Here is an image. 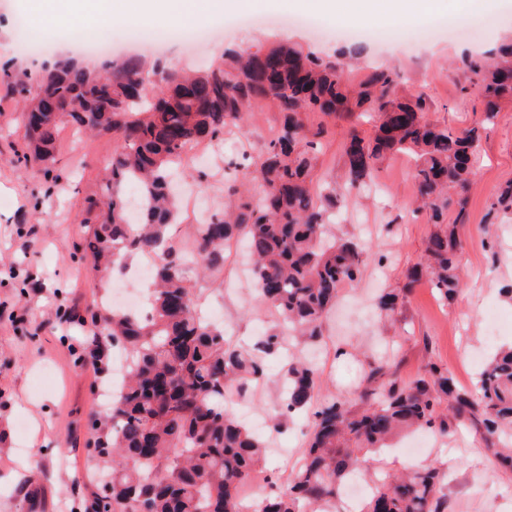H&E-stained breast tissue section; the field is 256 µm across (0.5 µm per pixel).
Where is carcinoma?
Here are the masks:
<instances>
[{
  "label": "carcinoma",
  "instance_id": "1",
  "mask_svg": "<svg viewBox=\"0 0 512 512\" xmlns=\"http://www.w3.org/2000/svg\"><path fill=\"white\" fill-rule=\"evenodd\" d=\"M463 91L474 89L484 120L453 133L429 120L423 95L400 96L398 71L378 66L351 84L347 64L288 44L256 51L228 50L220 61L195 74L168 73L138 55L106 61V81L79 65H59L37 77L26 74L11 89L20 112L55 99L59 111L27 132L17 162L46 179L54 173L55 142L61 125L112 134L115 149L105 166L100 193L84 199V255L105 271L120 257L154 260L149 314L104 312L88 307L74 314L90 321L97 339L122 341L131 356L125 392L106 419L91 424L90 453L107 476L84 504V512H327L366 455L410 429L448 433L444 408L471 427L497 461L512 469V346L491 355L472 388L458 387L448 368L431 363L406 380L396 357L369 364L362 389L352 397L314 404L317 371L287 357L281 377L286 392L270 425L282 431L293 415L311 411L312 433L304 457L287 484L267 475L270 491L248 503L240 492L262 471L265 439L239 422L225 406L230 393L246 396L266 376L267 357L283 353L290 339L316 344L338 293L357 281L363 251L328 237L331 217L346 192L313 185V160L327 132L311 114L376 118L373 137L350 128L344 144L347 189L373 177L391 154L415 162L420 205L436 230L428 239L423 267L438 298L461 290L462 243L448 212L461 219L473 178L481 130L512 99V36L492 48L463 56ZM160 76V83L143 85ZM264 106L282 114L262 153L231 166L243 184L261 189L256 197L236 184L224 185L229 204L194 234L193 258L211 275L224 268V251L243 243L250 276L260 295L282 318L279 328L251 346H235L224 329L196 313L185 285V255L168 241L176 221L170 178L202 139L219 141ZM138 187L139 220L129 217L128 184ZM512 210V182L502 187L490 211ZM365 512H442L438 468L403 475L373 473Z\"/></svg>",
  "mask_w": 512,
  "mask_h": 512
}]
</instances>
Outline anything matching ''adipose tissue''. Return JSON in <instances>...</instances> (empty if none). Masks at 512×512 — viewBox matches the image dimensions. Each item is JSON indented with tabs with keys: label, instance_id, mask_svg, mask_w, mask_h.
Returning <instances> with one entry per match:
<instances>
[{
	"label": "adipose tissue",
	"instance_id": "obj_1",
	"mask_svg": "<svg viewBox=\"0 0 512 512\" xmlns=\"http://www.w3.org/2000/svg\"><path fill=\"white\" fill-rule=\"evenodd\" d=\"M206 0H44L34 8L38 21L65 27H101L119 18L131 25L160 20L192 27L206 20ZM316 11L329 20L366 22L375 15L410 20L437 12L443 0H314Z\"/></svg>",
	"mask_w": 512,
	"mask_h": 512
}]
</instances>
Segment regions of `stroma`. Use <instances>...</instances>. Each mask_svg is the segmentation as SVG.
<instances>
[{
	"instance_id": "35a3bbf8",
	"label": "stroma",
	"mask_w": 512,
	"mask_h": 512,
	"mask_svg": "<svg viewBox=\"0 0 512 512\" xmlns=\"http://www.w3.org/2000/svg\"><path fill=\"white\" fill-rule=\"evenodd\" d=\"M437 19L467 17L469 32L414 43L390 39V24L367 25L364 62L347 77L362 80L369 66L386 64L403 76L400 94L425 93L431 103L428 117L454 132L479 120L475 93H466L450 63L466 51L493 46L512 33V0H447ZM29 0H0V512H21L22 499H31L35 512H80L89 495L90 479L98 467L83 449L92 416L106 412L103 391L110 375L83 366L94 350L90 324L60 321L58 306L81 310L111 295L90 263L79 261L74 248L83 235L85 196L101 182L106 160L115 143L111 136L77 131L63 124L55 154L63 171L53 186L20 166L14 156L24 128L8 82L34 71L42 61L77 54L80 35L72 27L22 30L19 20L30 19ZM317 13L299 0L282 7H258L222 16L216 37L186 47L152 45L164 24L142 26L149 40L128 45L132 27L112 22L113 59L139 53L161 59L173 71L200 69L217 60L227 48L271 46L293 42L320 54H334L345 43L333 33L311 32L301 20ZM79 54V53H78ZM281 122L279 112H252L239 129L217 142V154L205 165V213L224 206V184L235 174L226 159L258 156ZM329 133L319 153L315 176L325 182L346 179L343 145L350 126L371 132L372 117L356 124L328 119ZM512 181V104H506L483 134L477 174L468 193L460 236L463 242L462 291L451 304L441 302L427 279L389 315L379 314L376 297L404 287L406 275L421 262L434 230L416 209L417 183L413 162L405 155L387 157L367 185L354 191L340 210L341 220L330 233L357 242L366 260L359 282L342 288L341 300L350 307L344 319L330 318L325 341L315 351L320 370L319 399L353 392L364 370L385 348L402 361L401 373L411 379L431 363L443 364L454 381L471 386L480 358L496 346L512 343V301L502 290L512 284V214L490 218V204L500 186ZM238 245L227 249L222 271L207 279L188 273L187 286L203 314L223 325L233 340L245 344L260 330L274 327L279 317L251 284L242 283ZM498 309L501 320L495 338H488L485 312ZM310 421L297 416L277 434L278 447L288 457H268L267 469L288 478L306 446ZM428 448L417 456L388 448L369 456L371 470L389 472L439 468L446 512H512V471L497 469L475 432L452 428L442 437L425 432Z\"/></svg>"
}]
</instances>
